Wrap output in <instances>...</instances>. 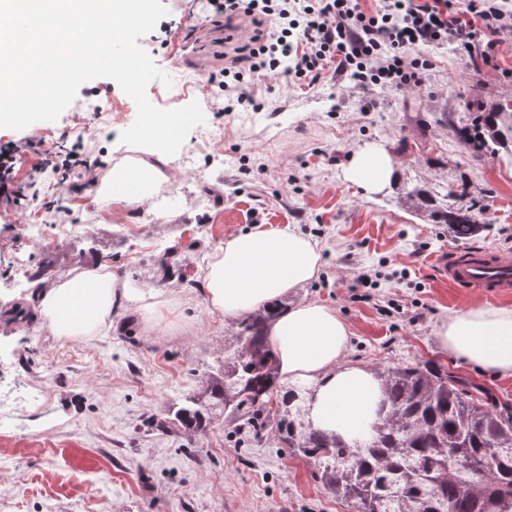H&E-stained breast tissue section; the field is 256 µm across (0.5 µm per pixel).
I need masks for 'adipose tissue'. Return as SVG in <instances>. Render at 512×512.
Here are the masks:
<instances>
[{
	"label": "adipose tissue",
	"mask_w": 512,
	"mask_h": 512,
	"mask_svg": "<svg viewBox=\"0 0 512 512\" xmlns=\"http://www.w3.org/2000/svg\"><path fill=\"white\" fill-rule=\"evenodd\" d=\"M395 174L390 153L368 144L354 151L344 177L373 194L390 185ZM165 179L158 164L121 162L113 166L106 191L112 202L138 206ZM321 261L318 244L291 225L233 233L202 260L204 303L210 311L234 318L293 297V304L268 328L280 374L285 382L308 389V424L352 439L374 421L382 385L373 371L345 363L351 333L336 309L296 296L317 277ZM35 299L50 333L69 341H87L111 329L116 302L127 303L148 321L164 305L152 290L129 287L101 263L74 269L38 288ZM435 337L442 350L466 363L512 376V305H471L441 320Z\"/></svg>",
	"instance_id": "ef3b65f1"
}]
</instances>
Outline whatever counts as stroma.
<instances>
[{
	"label": "stroma",
	"instance_id": "35a3bbf8",
	"mask_svg": "<svg viewBox=\"0 0 512 512\" xmlns=\"http://www.w3.org/2000/svg\"><path fill=\"white\" fill-rule=\"evenodd\" d=\"M162 2L167 15L139 44L173 85H190L179 94L155 80L148 98L163 109L198 102L205 123L168 157L152 207L113 204L96 182L73 193L27 158L18 174L24 200L0 202V388L18 398L0 434V512H353L316 479L317 462L280 444V401L258 435L220 411L202 434L171 423L172 407L236 348L235 319L209 312L196 287L199 262L234 232L293 225L323 253L318 278L298 295L346 321V362L377 370L433 361L512 406V377L480 372L433 336L440 318L477 301L440 277L436 258L474 245L512 251V165L473 153L439 121L445 112L467 121L472 102H512V30L497 36L489 67L470 68L468 52L451 44L421 46L411 59L432 65L412 88L361 87L333 72L308 88L278 76L252 81V103L233 107L208 81L238 57L223 26L199 24L200 0ZM189 28L194 36L182 41ZM136 115L134 101L100 77L83 83L56 121L0 128V144L78 145L103 176L130 154L120 135ZM368 143L382 144L396 167L376 194L343 174ZM462 184L484 205L480 231L467 238L407 198L416 186L441 197ZM59 221L72 233L53 235ZM172 247L180 263L163 266ZM91 263L155 289L169 302L166 319L145 323L119 302L105 335L52 336L36 289ZM362 275L372 287L359 286ZM18 305L28 311L20 321L11 316Z\"/></svg>",
	"mask_w": 512,
	"mask_h": 512
}]
</instances>
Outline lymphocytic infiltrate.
Here are the masks:
<instances>
[{"mask_svg": "<svg viewBox=\"0 0 512 512\" xmlns=\"http://www.w3.org/2000/svg\"><path fill=\"white\" fill-rule=\"evenodd\" d=\"M252 17L259 31L244 50L246 76L284 73L314 86L329 68L348 74L357 85L403 88L414 84L406 52L418 45L456 43L471 48L484 42L491 62L495 36L512 26V10L500 0H378L366 10L363 0H206L203 19L220 23ZM25 141L0 145V197L20 203L23 188L15 178ZM35 169L60 182L82 178L93 164L79 149L41 152Z\"/></svg>", "mask_w": 512, "mask_h": 512, "instance_id": "obj_1", "label": "lymphocytic infiltrate"}]
</instances>
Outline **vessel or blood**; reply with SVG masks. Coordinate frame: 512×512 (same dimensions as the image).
<instances>
[{"label": "vessel or blood", "mask_w": 512, "mask_h": 512, "mask_svg": "<svg viewBox=\"0 0 512 512\" xmlns=\"http://www.w3.org/2000/svg\"><path fill=\"white\" fill-rule=\"evenodd\" d=\"M439 272L449 284L486 294L512 289V256L468 249L442 259Z\"/></svg>", "instance_id": "obj_1"}]
</instances>
